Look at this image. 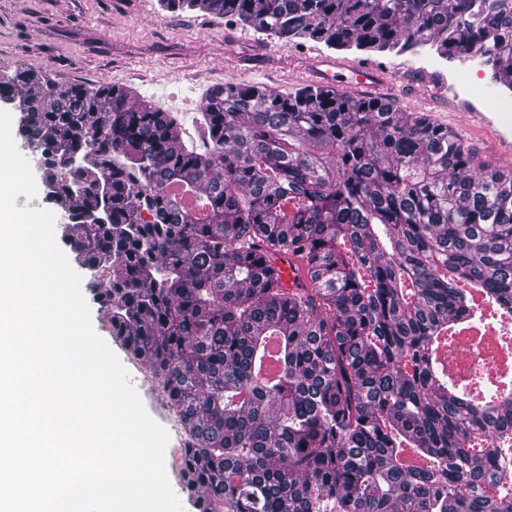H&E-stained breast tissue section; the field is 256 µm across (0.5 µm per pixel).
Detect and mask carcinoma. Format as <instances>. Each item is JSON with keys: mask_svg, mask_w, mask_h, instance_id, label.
I'll return each instance as SVG.
<instances>
[{"mask_svg": "<svg viewBox=\"0 0 512 512\" xmlns=\"http://www.w3.org/2000/svg\"><path fill=\"white\" fill-rule=\"evenodd\" d=\"M157 2L339 53L488 66L512 93V0ZM0 100L42 150L44 201L70 203L58 237L112 339L149 357L183 426L199 512H512L485 492L512 481V391L475 402L431 366L432 338L475 316L465 288L512 317L511 168L331 86L227 81L196 118L199 148L110 83L23 70ZM281 253L311 286H284ZM407 448L431 465L400 467Z\"/></svg>", "mask_w": 512, "mask_h": 512, "instance_id": "carcinoma-1", "label": "carcinoma"}]
</instances>
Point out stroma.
Listing matches in <instances>:
<instances>
[{"label":"stroma","instance_id":"35a3bbf8","mask_svg":"<svg viewBox=\"0 0 512 512\" xmlns=\"http://www.w3.org/2000/svg\"><path fill=\"white\" fill-rule=\"evenodd\" d=\"M323 44L264 40L252 29L204 11L163 12L157 0H0V75L42 72L59 85L110 83L134 101L179 117L185 144H200L194 120L208 93L225 81L285 92L310 85L313 63L332 59ZM382 75L376 95L403 112L427 115L460 129L468 100L479 112L495 111L491 72L457 69L420 55L372 58ZM116 355L150 416L169 435L166 471L184 512L196 508L179 482L184 432L163 405L146 360Z\"/></svg>","mask_w":512,"mask_h":512}]
</instances>
